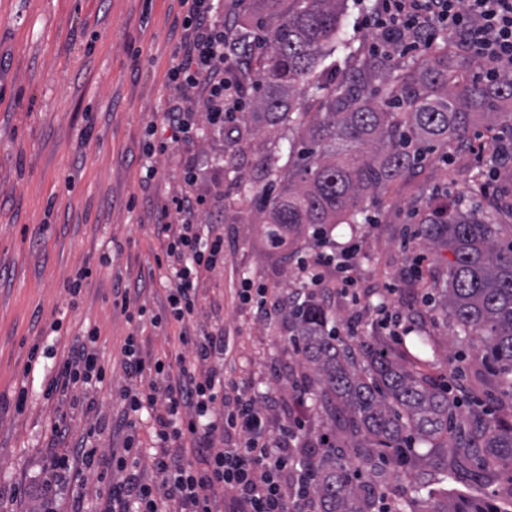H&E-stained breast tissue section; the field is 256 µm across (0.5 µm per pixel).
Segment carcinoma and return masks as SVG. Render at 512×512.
Wrapping results in <instances>:
<instances>
[{
	"label": "carcinoma",
	"instance_id": "carcinoma-1",
	"mask_svg": "<svg viewBox=\"0 0 512 512\" xmlns=\"http://www.w3.org/2000/svg\"><path fill=\"white\" fill-rule=\"evenodd\" d=\"M261 2L265 13L239 22L225 57L251 72L250 112L273 127L288 125L289 152L296 155L285 165L275 150L265 158L263 180L283 182L264 197L269 244L281 225L356 223L368 197L435 149L465 141L480 117L502 130L489 144V163L504 170L492 210L512 216L511 70L488 83L472 74L476 61L444 37L422 61L396 73L386 74V54L375 50L359 74L338 79L336 69L318 66L341 41L343 0ZM373 79L385 80L388 103L370 94ZM417 235L429 248L453 254L439 309L452 321L455 340L477 352L512 398V225L495 224L480 209L465 211L455 198L429 209ZM288 320L300 361L319 384L320 407L360 436L351 450L334 443L305 449L318 512H379V477L390 467L401 470L411 490L398 512H507L494 499L439 494L432 473L499 471L512 491V423L490 421L477 427L475 440L451 445L458 401L448 386L364 340L352 347L328 327L327 309L311 297L293 305ZM417 444L426 453L417 454Z\"/></svg>",
	"mask_w": 512,
	"mask_h": 512
}]
</instances>
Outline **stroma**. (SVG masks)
<instances>
[{"mask_svg": "<svg viewBox=\"0 0 512 512\" xmlns=\"http://www.w3.org/2000/svg\"><path fill=\"white\" fill-rule=\"evenodd\" d=\"M373 0H346L341 36L368 50L376 38L362 24ZM180 0H0V512H15L14 488L37 484L50 454L56 402L46 399L43 376L87 328L97 350L124 383L121 348L138 329L113 304L116 282L146 280L141 300L159 307L171 270L162 264L155 234L161 209L177 194L202 196L200 220L224 235V266L200 288L202 325L223 321L235 339L231 375L247 382L258 402L276 397L275 426L302 419L298 441L327 437L348 448L353 439L316 405V385L305 378L288 341V316L260 319L235 291L264 284L292 295L302 286L299 260L321 248L357 247L358 301L337 295L330 322L358 317L375 348L411 351L421 337L435 345L423 367L450 383L460 401L452 433L471 431L475 416L512 421V401L499 398L493 378L468 350H456L453 328L433 298L448 280L449 251H426L415 231L429 203L456 196L481 168L483 155L464 149L433 154L422 168L393 182L369 203L367 220L289 232L270 249L264 214L243 186L274 146L262 115L247 111L225 120L223 131L200 124L189 141L169 143L158 173L145 184L141 159L164 139L152 130L166 108V74L176 52ZM202 157L206 182L188 186L180 160ZM90 275L77 305L65 283L78 268ZM415 318L408 335L389 336L381 308ZM60 320L58 332L49 325ZM39 361L27 375L30 348ZM278 367L273 380L270 367ZM24 407H17L19 391Z\"/></svg>", "mask_w": 512, "mask_h": 512, "instance_id": "1", "label": "stroma"}]
</instances>
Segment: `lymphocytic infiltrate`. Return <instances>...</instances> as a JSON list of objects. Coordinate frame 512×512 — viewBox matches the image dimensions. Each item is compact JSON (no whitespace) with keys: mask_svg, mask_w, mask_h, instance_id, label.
Segmentation results:
<instances>
[{"mask_svg":"<svg viewBox=\"0 0 512 512\" xmlns=\"http://www.w3.org/2000/svg\"><path fill=\"white\" fill-rule=\"evenodd\" d=\"M182 2V36L168 71L169 106L161 116L174 141L190 138L202 120L223 129L225 99L242 98L238 82L225 75L227 25L214 0ZM366 24L378 45L407 51L448 34L480 63L488 82L512 69V0H376ZM202 202L199 196L173 197L177 224L157 227L166 255L175 261L160 309L140 304L138 289L118 284L112 289L122 311L153 328L177 324L180 351L155 357L145 352L141 336L129 334L122 348L125 383L117 389L123 414L114 423L124 435L122 450L105 452L85 437L75 451L53 453L50 466L110 470L113 479L100 512H315L302 489L306 467L272 434V406L258 405L243 384L224 374L234 352L231 337L222 325L206 329L199 322V282L224 265V236L200 224ZM354 259L349 251L320 252L300 270L310 285L335 294L357 286ZM334 264L344 273L338 283L325 276ZM96 341L93 331L75 338L46 385L47 396L81 406L88 415L101 412L97 394L106 376ZM145 409L154 414L149 455L135 422ZM189 449L195 459L186 458ZM146 459L156 474L151 482L139 474Z\"/></svg>","mask_w":512,"mask_h":512,"instance_id":"1","label":"lymphocytic infiltrate"}]
</instances>
